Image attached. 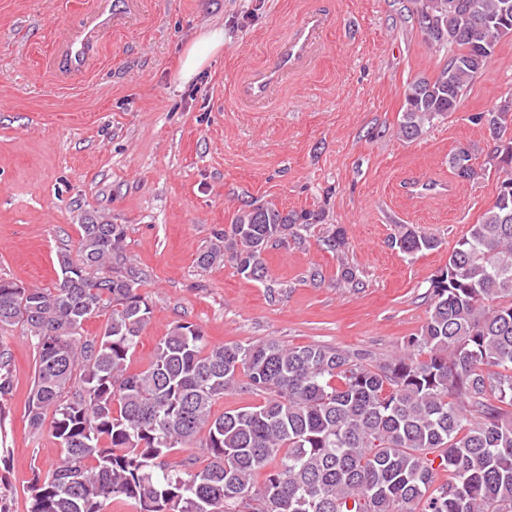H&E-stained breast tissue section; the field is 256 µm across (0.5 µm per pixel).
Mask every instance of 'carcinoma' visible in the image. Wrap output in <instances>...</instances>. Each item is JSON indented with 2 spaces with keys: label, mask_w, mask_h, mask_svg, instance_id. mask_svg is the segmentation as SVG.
<instances>
[{
  "label": "carcinoma",
  "mask_w": 512,
  "mask_h": 512,
  "mask_svg": "<svg viewBox=\"0 0 512 512\" xmlns=\"http://www.w3.org/2000/svg\"><path fill=\"white\" fill-rule=\"evenodd\" d=\"M512 0H420L435 22L427 38L456 48L433 77L410 84L399 132L457 109L464 89L512 34ZM496 146L485 165L512 167V106L472 118ZM464 180L475 154L448 160ZM324 221L313 210L244 205L196 257L226 260L246 278L267 277L263 254ZM121 224L80 225L77 257L58 255L52 288L0 277V330L22 328L36 348L26 405L38 430L52 413L61 456L33 469L27 512H107L115 499L138 512H512V197H496L430 279L421 331L376 363L319 344L272 340L211 344L178 323L144 370L128 362L151 319L140 273L115 270ZM341 252L346 231L327 228ZM391 245L413 257L435 238L402 228ZM108 315L96 336L91 318ZM11 353L0 344V401L12 391ZM240 389L266 395L259 406L216 415L214 402ZM199 444L206 464L177 448ZM448 481L435 483L436 468Z\"/></svg>",
  "instance_id": "1"
}]
</instances>
